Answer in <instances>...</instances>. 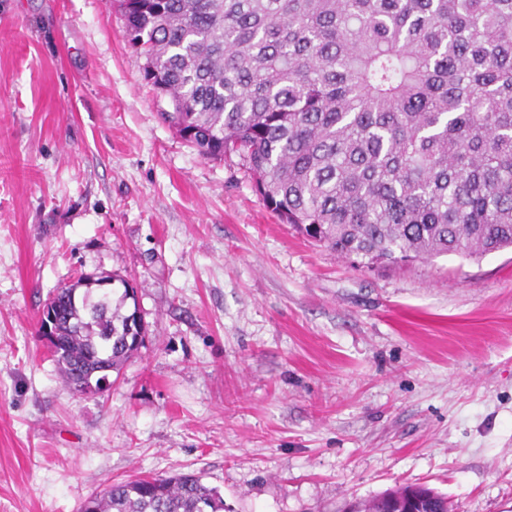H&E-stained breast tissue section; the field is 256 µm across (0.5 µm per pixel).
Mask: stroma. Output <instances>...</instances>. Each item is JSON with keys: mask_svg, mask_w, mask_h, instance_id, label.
<instances>
[{"mask_svg": "<svg viewBox=\"0 0 512 512\" xmlns=\"http://www.w3.org/2000/svg\"><path fill=\"white\" fill-rule=\"evenodd\" d=\"M117 0H0V512L201 475L224 512H347L424 486L512 512V248L366 268L160 112ZM136 291L104 394L39 332L79 274Z\"/></svg>", "mask_w": 512, "mask_h": 512, "instance_id": "obj_1", "label": "stroma"}]
</instances>
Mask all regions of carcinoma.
Returning a JSON list of instances; mask_svg holds the SVG:
<instances>
[{"instance_id":"obj_1","label":"carcinoma","mask_w":512,"mask_h":512,"mask_svg":"<svg viewBox=\"0 0 512 512\" xmlns=\"http://www.w3.org/2000/svg\"><path fill=\"white\" fill-rule=\"evenodd\" d=\"M161 117L239 153L283 221L358 264L512 246V0H120ZM57 288L75 396L142 342L134 293ZM80 512H224L196 474L109 485Z\"/></svg>"}]
</instances>
